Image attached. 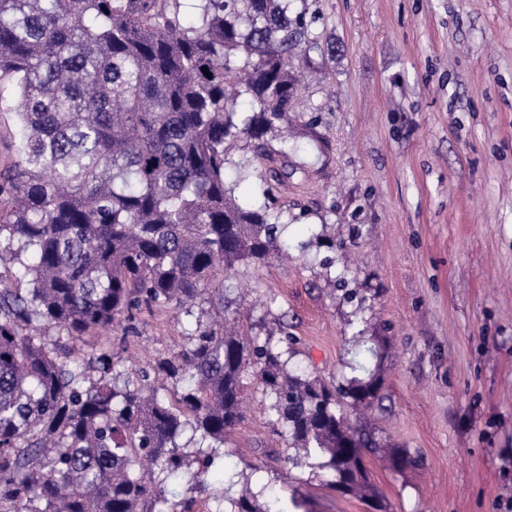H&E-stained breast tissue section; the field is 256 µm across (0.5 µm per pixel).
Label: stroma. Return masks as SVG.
Segmentation results:
<instances>
[{
  "mask_svg": "<svg viewBox=\"0 0 512 512\" xmlns=\"http://www.w3.org/2000/svg\"><path fill=\"white\" fill-rule=\"evenodd\" d=\"M320 49L292 114L299 170L242 142L226 172L239 198L269 190L287 252L239 264L224 303L249 336H294L295 362L326 383L359 364L381 380L367 413L378 446L366 465L388 512H508L512 504V0H304ZM16 90L0 83V166L14 156ZM141 311L129 333L50 343L151 367L178 354L196 315ZM205 493L187 478L168 499L215 512L224 474L298 494L300 512H370L288 461L257 374ZM413 464L394 470L392 451Z\"/></svg>",
  "mask_w": 512,
  "mask_h": 512,
  "instance_id": "1",
  "label": "stroma"
}]
</instances>
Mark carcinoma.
Returning <instances> with one entry per match:
<instances>
[{
	"mask_svg": "<svg viewBox=\"0 0 512 512\" xmlns=\"http://www.w3.org/2000/svg\"><path fill=\"white\" fill-rule=\"evenodd\" d=\"M0 0V80L18 88L15 157L0 168V512H187L161 486L206 489L259 369L288 457L386 512L348 411L375 374L329 386L282 343L197 321L184 349L128 372L61 357L47 330L119 327L192 302L278 249L282 212L232 197L226 147L260 154L288 121L297 52L320 47L295 0ZM208 68L203 72L202 68ZM182 385L172 399L156 379ZM263 496V504L257 498ZM228 512H283L270 486L224 480Z\"/></svg>",
	"mask_w": 512,
	"mask_h": 512,
	"instance_id": "obj_1",
	"label": "carcinoma"
}]
</instances>
